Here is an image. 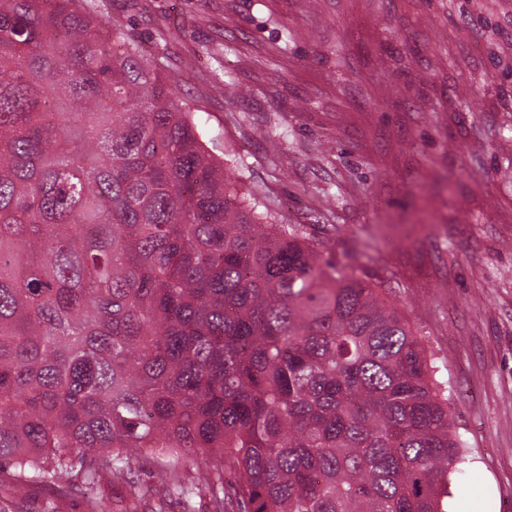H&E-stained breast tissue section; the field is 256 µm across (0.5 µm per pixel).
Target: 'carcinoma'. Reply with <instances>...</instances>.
I'll return each mask as SVG.
<instances>
[{"label": "carcinoma", "mask_w": 512, "mask_h": 512, "mask_svg": "<svg viewBox=\"0 0 512 512\" xmlns=\"http://www.w3.org/2000/svg\"><path fill=\"white\" fill-rule=\"evenodd\" d=\"M165 61L97 0H0V469L160 460L126 512H447L436 362L298 225L232 207Z\"/></svg>", "instance_id": "obj_1"}]
</instances>
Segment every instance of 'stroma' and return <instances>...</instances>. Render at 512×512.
Segmentation results:
<instances>
[{
    "label": "stroma",
    "instance_id": "obj_1",
    "mask_svg": "<svg viewBox=\"0 0 512 512\" xmlns=\"http://www.w3.org/2000/svg\"><path fill=\"white\" fill-rule=\"evenodd\" d=\"M244 191L402 312L465 440L448 512H512V0H100ZM233 81L247 98L213 93ZM0 512H87L0 473Z\"/></svg>",
    "mask_w": 512,
    "mask_h": 512
}]
</instances>
